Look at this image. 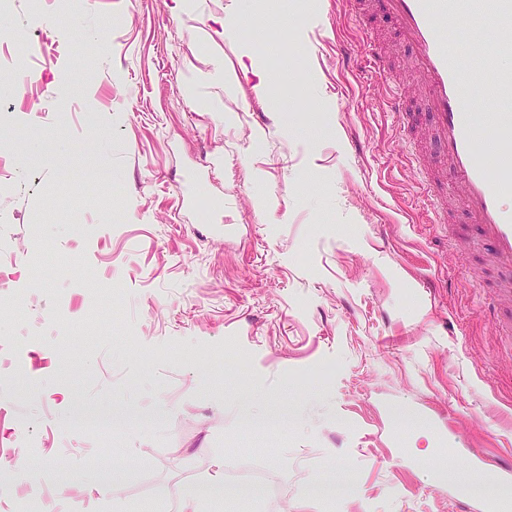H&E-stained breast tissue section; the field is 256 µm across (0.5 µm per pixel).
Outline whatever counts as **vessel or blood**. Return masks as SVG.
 Segmentation results:
<instances>
[{
    "instance_id": "1",
    "label": "vessel or blood",
    "mask_w": 512,
    "mask_h": 512,
    "mask_svg": "<svg viewBox=\"0 0 512 512\" xmlns=\"http://www.w3.org/2000/svg\"><path fill=\"white\" fill-rule=\"evenodd\" d=\"M360 15L390 18L398 37L412 49L418 73V90L390 81L394 62L381 38H374L367 60L369 68L388 79L391 95L387 108L398 117L402 130L429 123L435 148L422 172L436 188L430 204L445 214L442 188L463 190V211L468 224L492 248L495 288L501 301H512V114L503 113L487 125L486 111L495 102L478 78L464 80L462 53H482L484 43L474 38L451 48L447 28L460 23L458 0H353Z\"/></svg>"
}]
</instances>
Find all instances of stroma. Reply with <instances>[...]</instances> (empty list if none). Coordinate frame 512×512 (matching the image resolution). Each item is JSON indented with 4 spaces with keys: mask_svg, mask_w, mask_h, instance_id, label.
I'll list each match as a JSON object with an SVG mask.
<instances>
[{
    "mask_svg": "<svg viewBox=\"0 0 512 512\" xmlns=\"http://www.w3.org/2000/svg\"><path fill=\"white\" fill-rule=\"evenodd\" d=\"M17 28L44 50L0 102V512H462L458 485L497 488L491 256L460 188L430 223L350 0H11L0 72ZM104 411L131 421L82 426ZM252 456L270 492L237 487Z\"/></svg>",
    "mask_w": 512,
    "mask_h": 512,
    "instance_id": "35a3bbf8",
    "label": "stroma"
}]
</instances>
